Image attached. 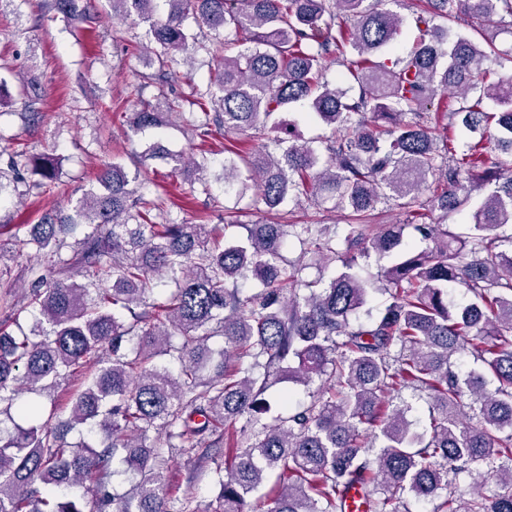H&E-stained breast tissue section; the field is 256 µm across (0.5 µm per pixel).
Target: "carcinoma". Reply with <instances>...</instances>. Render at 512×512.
<instances>
[{"mask_svg": "<svg viewBox=\"0 0 512 512\" xmlns=\"http://www.w3.org/2000/svg\"><path fill=\"white\" fill-rule=\"evenodd\" d=\"M109 0L112 17L145 24L158 77L178 53L197 50L184 21L230 30L242 49H208L218 74L197 92L216 112L191 115L205 138L215 131L262 136L270 119L296 103L329 134L298 143L275 136L255 151L229 150L224 186L255 187L257 202L277 209L288 197L326 201L354 224L338 248L334 224H177L158 196L136 194L124 166H104L78 200L75 216L15 224L37 263L28 288L0 322V512H170L163 448L184 450L210 440L226 446L212 483L217 508L243 512L244 497L279 472L271 507L255 512H344L345 491L366 489V512H402L404 495L433 503L432 512H512V78H492L488 64L512 63V0H425L414 13L411 49L391 54L404 17L388 8L403 0ZM65 19L81 17L79 0H53ZM479 21L474 37L449 23ZM338 61L346 87L324 79ZM31 121L39 89H22ZM462 98L448 112L478 140L456 155L432 125L429 107L445 94ZM171 103H142L135 130L169 122ZM492 142L504 159L488 156ZM176 169L196 172L208 158L164 154ZM38 176L27 192L58 180L49 154H9L0 168ZM494 189L473 207L468 232L427 221V212H456L475 192ZM394 201L408 218L370 226L378 205ZM413 234L426 247L407 241ZM316 261L340 262L329 280L309 278L311 264L289 261V238ZM394 256L366 282L361 260ZM112 277L108 286L100 273ZM257 281L246 295L239 282ZM470 296L448 303V288ZM391 301L362 320L371 293ZM25 319H20V315ZM224 337L214 351L209 341ZM469 353L483 370L463 377L454 359ZM79 387L45 407L65 380ZM288 380L317 382L311 403L262 421L265 392ZM429 391L428 427L418 431L404 392ZM470 397L464 405L463 397ZM227 423L240 428L227 432ZM87 426L93 441L67 435ZM483 462L500 491L458 493L448 475ZM126 475L119 493L113 477ZM87 499L72 494L83 484Z\"/></svg>", "mask_w": 512, "mask_h": 512, "instance_id": "carcinoma-1", "label": "carcinoma"}]
</instances>
